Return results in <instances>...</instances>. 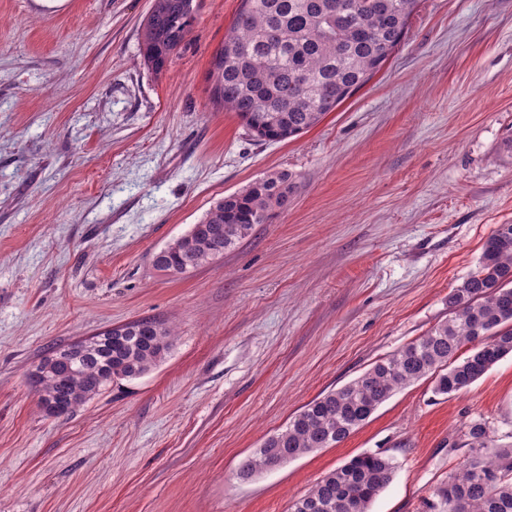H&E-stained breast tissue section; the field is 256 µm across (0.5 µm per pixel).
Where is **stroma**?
<instances>
[{
  "label": "stroma",
  "mask_w": 512,
  "mask_h": 512,
  "mask_svg": "<svg viewBox=\"0 0 512 512\" xmlns=\"http://www.w3.org/2000/svg\"><path fill=\"white\" fill-rule=\"evenodd\" d=\"M152 0H0V512H288L364 452L371 512H425L471 421L512 445V357L443 397L423 379L343 442L249 480L242 461L320 393L448 317L512 224V0H419L381 68L315 127L250 136L211 100L241 0H200L162 77ZM288 172V206L181 275L153 256L224 196ZM151 317L172 347L73 414L28 383L52 347Z\"/></svg>",
  "instance_id": "obj_1"
}]
</instances>
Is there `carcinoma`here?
<instances>
[{
	"instance_id": "cac0c4a2",
	"label": "carcinoma",
	"mask_w": 512,
	"mask_h": 512,
	"mask_svg": "<svg viewBox=\"0 0 512 512\" xmlns=\"http://www.w3.org/2000/svg\"><path fill=\"white\" fill-rule=\"evenodd\" d=\"M418 0H241V8L213 57L214 103L234 112L256 138L280 142L315 127L364 86L400 44ZM197 0H154L143 21L144 65L160 77L189 44ZM292 176L277 173L217 202L190 245L178 238L154 256V266L194 270L234 249L276 209L288 207ZM450 317L376 361L360 377L319 395L269 436L239 467V476L280 466L344 441L397 390L431 378L436 395L467 389L512 355V224L486 241L476 270L448 295ZM173 332L143 318L124 334L100 337L99 348L67 375L44 377L52 358L71 357L72 344L51 348L29 373L38 407L61 406L65 416L97 395L99 376L132 380L156 367ZM468 347L465 357L458 356ZM469 454L435 490L429 512H512V447L493 443L486 425L468 426ZM396 465L381 453L359 454L317 481L288 512H370Z\"/></svg>"
}]
</instances>
